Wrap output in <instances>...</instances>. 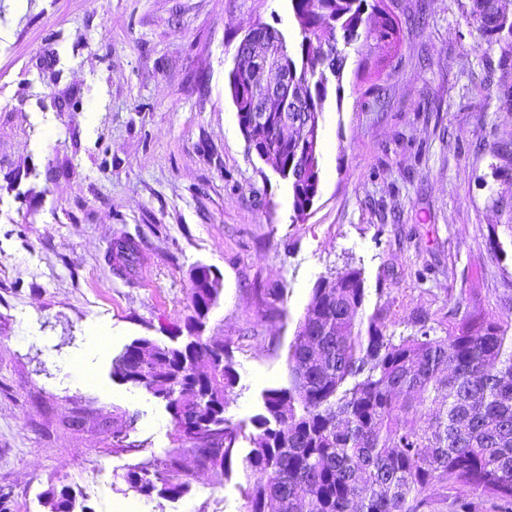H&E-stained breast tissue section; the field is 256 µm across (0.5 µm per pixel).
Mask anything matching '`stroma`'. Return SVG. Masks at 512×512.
Instances as JSON below:
<instances>
[{
    "instance_id": "obj_1",
    "label": "stroma",
    "mask_w": 512,
    "mask_h": 512,
    "mask_svg": "<svg viewBox=\"0 0 512 512\" xmlns=\"http://www.w3.org/2000/svg\"><path fill=\"white\" fill-rule=\"evenodd\" d=\"M470 0H397L403 40L379 74L348 49L321 121L319 191L297 221L287 180L250 152L228 77L248 26L296 42L289 0H0V492L6 512H244L253 419L288 384L296 326L322 280L360 269L391 330L458 301L512 313V199L492 148L501 51ZM138 244L126 278L112 245ZM221 278L202 334L227 345L239 429L228 474L143 495L124 480L178 431L165 400L122 381L133 340L173 344L192 272ZM283 298L270 302L269 290ZM110 344L99 348L100 335ZM73 495L67 486L50 485L43 492V504L49 512H74Z\"/></svg>"
}]
</instances>
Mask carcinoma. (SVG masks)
I'll use <instances>...</instances> for the list:
<instances>
[{
    "mask_svg": "<svg viewBox=\"0 0 512 512\" xmlns=\"http://www.w3.org/2000/svg\"><path fill=\"white\" fill-rule=\"evenodd\" d=\"M300 43L288 56L297 92L314 117L325 112L331 81L341 82L343 38L360 34L365 11L368 53L361 63L382 72L397 53L403 29L386 0H290ZM469 18L490 44L501 45L505 69L498 101L512 107V0H471ZM264 45L281 48L285 36L257 29ZM283 150V177L297 206L313 203L319 186L320 147L301 128ZM499 169H512V144L498 143ZM115 250L134 262L138 246L125 237ZM192 275L185 341L176 346L139 338L113 362L114 374L149 386L166 400L180 445L166 458L131 467L125 481L140 493L178 496L192 473L181 457L220 458L228 471L238 429L225 416L237 376L227 349L201 336L219 289ZM361 270L346 268L312 290L288 355V386L263 393L253 448L243 459L246 512H422L435 486L466 488L512 512V317L487 318L475 303L456 310L448 325L412 318L414 330L397 336L381 311H364ZM221 424L205 439L189 432ZM49 512H74L68 487L43 492Z\"/></svg>",
    "mask_w": 512,
    "mask_h": 512,
    "instance_id": "obj_1",
    "label": "carcinoma"
}]
</instances>
